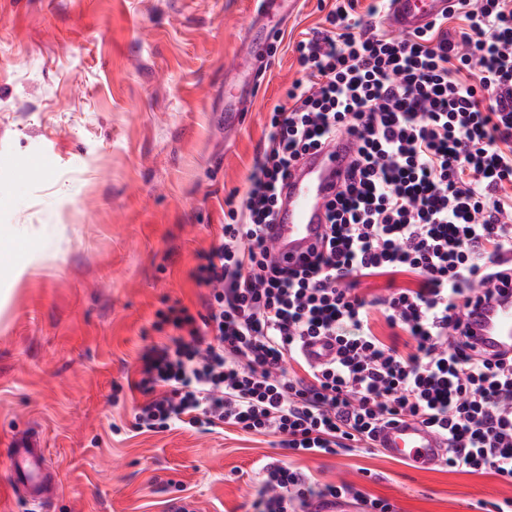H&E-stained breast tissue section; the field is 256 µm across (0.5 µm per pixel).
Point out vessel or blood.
Segmentation results:
<instances>
[{
    "label": "vessel or blood",
    "mask_w": 512,
    "mask_h": 512,
    "mask_svg": "<svg viewBox=\"0 0 512 512\" xmlns=\"http://www.w3.org/2000/svg\"><path fill=\"white\" fill-rule=\"evenodd\" d=\"M448 5L449 0H392L388 22L397 31L411 33L444 13ZM354 151L351 140L340 139L305 156L291 171L284 183L276 222L267 228L280 264L302 265L320 244L327 223V206L343 181ZM493 291L490 300L472 310L470 339L483 348L511 355L512 279L495 282ZM378 446L387 456L422 471L432 469L447 454L444 439L409 418L386 425L379 434ZM6 456L13 494L23 495L33 503L49 498L50 464L31 437L14 439Z\"/></svg>",
    "instance_id": "obj_1"
}]
</instances>
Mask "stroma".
<instances>
[{
  "label": "stroma",
  "mask_w": 512,
  "mask_h": 512,
  "mask_svg": "<svg viewBox=\"0 0 512 512\" xmlns=\"http://www.w3.org/2000/svg\"><path fill=\"white\" fill-rule=\"evenodd\" d=\"M334 6L297 0L261 21L259 0H0V512H32L7 497L21 434L57 468L41 512H251L268 437L139 432L135 383L143 350L173 333L160 312L203 311L198 256L247 189L271 106L304 78L294 43L328 30ZM293 464L398 512L512 498L491 474L364 451Z\"/></svg>",
  "instance_id": "stroma-1"
}]
</instances>
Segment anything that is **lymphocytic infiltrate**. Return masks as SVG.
Listing matches in <instances>:
<instances>
[{"label":"lymphocytic infiltrate","instance_id":"obj_1","mask_svg":"<svg viewBox=\"0 0 512 512\" xmlns=\"http://www.w3.org/2000/svg\"><path fill=\"white\" fill-rule=\"evenodd\" d=\"M387 14V0L363 16L336 0L328 33L297 42L305 79L271 109L248 188L192 273L210 291L206 313L170 308L173 336L141 357V431L275 437L283 455L259 460L253 512L328 497L395 512L285 459L375 449L379 428L403 417L446 439L444 468L512 483V358L485 356L463 333L472 296L512 273V0H453L398 38ZM342 136L357 155L325 243L305 268L283 269L265 236L281 184ZM370 277L385 280L371 297L358 291ZM376 312L408 350L377 336ZM320 337L336 353L314 364L304 350Z\"/></svg>","mask_w":512,"mask_h":512}]
</instances>
